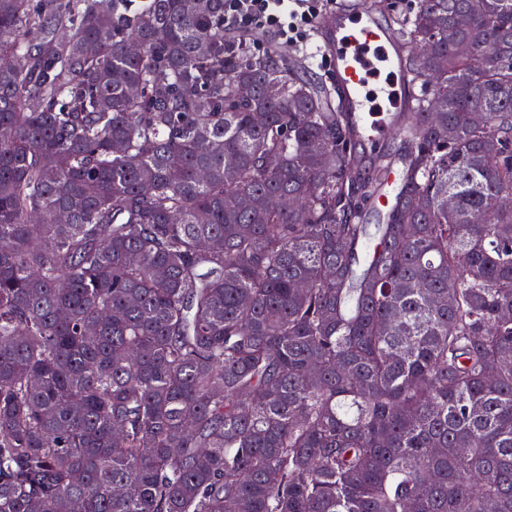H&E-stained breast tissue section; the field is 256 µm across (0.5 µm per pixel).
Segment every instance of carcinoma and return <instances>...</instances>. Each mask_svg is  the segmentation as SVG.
Returning a JSON list of instances; mask_svg holds the SVG:
<instances>
[{
  "mask_svg": "<svg viewBox=\"0 0 512 512\" xmlns=\"http://www.w3.org/2000/svg\"><path fill=\"white\" fill-rule=\"evenodd\" d=\"M393 22L367 160L224 0H0V512H512V0Z\"/></svg>",
  "mask_w": 512,
  "mask_h": 512,
  "instance_id": "1",
  "label": "carcinoma"
}]
</instances>
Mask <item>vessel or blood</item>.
Returning a JSON list of instances; mask_svg holds the SVG:
<instances>
[{
    "label": "vessel or blood",
    "instance_id": "obj_1",
    "mask_svg": "<svg viewBox=\"0 0 512 512\" xmlns=\"http://www.w3.org/2000/svg\"><path fill=\"white\" fill-rule=\"evenodd\" d=\"M318 26L359 131L369 140L384 138L393 129V113L411 109L393 32L378 22L368 0H345Z\"/></svg>",
    "mask_w": 512,
    "mask_h": 512
}]
</instances>
